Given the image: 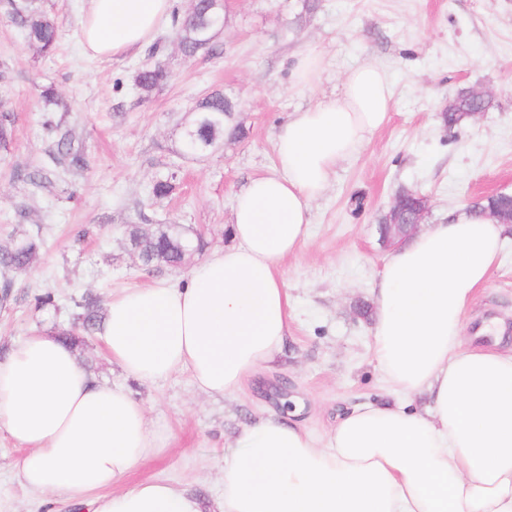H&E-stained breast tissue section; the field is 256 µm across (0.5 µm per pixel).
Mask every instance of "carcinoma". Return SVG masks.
Returning a JSON list of instances; mask_svg holds the SVG:
<instances>
[{
  "label": "carcinoma",
  "mask_w": 512,
  "mask_h": 512,
  "mask_svg": "<svg viewBox=\"0 0 512 512\" xmlns=\"http://www.w3.org/2000/svg\"><path fill=\"white\" fill-rule=\"evenodd\" d=\"M224 14L222 6L216 0H196L193 16L188 18L178 8L171 11V25L177 31L183 52L193 55L201 50L212 47L214 38L224 27L216 24L212 17ZM13 18L25 38L35 44L43 52L51 50L57 39V28L54 19L38 5V0H23L13 7ZM167 79V71L159 65L141 69L135 78L136 86L151 92ZM453 105L442 116L444 128L455 130L467 121V113L481 107V104L469 99L460 92L452 99ZM197 117L186 129L184 144L186 152L205 155L217 149L224 141L225 132L233 137H241L244 130L236 125L228 128L233 116L231 102L220 92L203 98L196 107ZM139 249L141 261L146 264L178 265L182 263L190 251L203 247V240L192 241L176 224H162L147 239L133 237ZM39 243L34 238H25L10 247H0V270L4 272H25L37 260ZM81 309L77 319L81 321L83 331L91 336L100 329L102 316L97 304L90 298L76 303Z\"/></svg>",
  "instance_id": "obj_1"
}]
</instances>
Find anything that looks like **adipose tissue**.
I'll use <instances>...</instances> for the list:
<instances>
[{
    "instance_id": "adipose-tissue-1",
    "label": "adipose tissue",
    "mask_w": 512,
    "mask_h": 512,
    "mask_svg": "<svg viewBox=\"0 0 512 512\" xmlns=\"http://www.w3.org/2000/svg\"><path fill=\"white\" fill-rule=\"evenodd\" d=\"M171 0H89L83 47L100 58L140 49ZM386 70L350 69L341 90L293 113L276 138L277 170L236 196L233 246L184 281L112 297L100 332L112 361L143 382L188 370L208 396L237 391L271 363L288 335L278 268L307 237L312 202L337 167L384 124ZM512 226L480 210L432 224L391 251L373 284L376 367L393 403H363L316 439L277 416L246 428L224 455L214 512H512V342L465 346L464 314L496 266ZM428 391L420 411L409 401ZM0 432L24 456L32 492L87 512H202L169 482H122L168 437L122 387L96 382L49 330L14 343L0 362Z\"/></svg>"
}]
</instances>
